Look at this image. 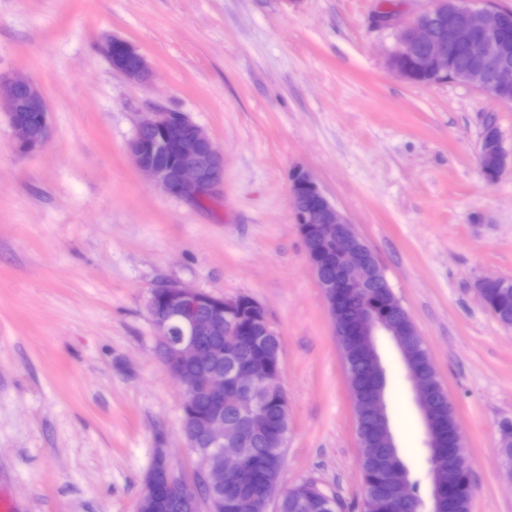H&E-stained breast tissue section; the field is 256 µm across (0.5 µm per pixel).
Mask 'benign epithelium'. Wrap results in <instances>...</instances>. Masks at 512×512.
Instances as JSON below:
<instances>
[{"label": "benign epithelium", "instance_id": "obj_1", "mask_svg": "<svg viewBox=\"0 0 512 512\" xmlns=\"http://www.w3.org/2000/svg\"><path fill=\"white\" fill-rule=\"evenodd\" d=\"M472 0H434L433 6L420 13L409 23L397 28L396 48L388 59L389 69L399 78L410 80L409 70L400 65L407 60L410 66L424 69L434 81L452 80L475 86L507 104L512 101V39L502 25L499 9H475ZM464 46L470 53V65L455 70L448 64L449 55ZM102 55L112 69L128 81L144 84L149 81L151 70L146 58L127 40L111 37L100 46ZM5 103L16 151L29 155L40 151L49 130V108L40 88L23 77L0 79V103ZM41 113L37 127L28 124L21 113ZM127 152L134 166L146 174L165 194L186 200L200 201L213 197L224 181V153L199 124L182 112H169L154 108L140 114ZM482 171L502 173L507 166L502 145L481 147ZM290 195L299 199L314 197L318 208L293 209V221L298 227L314 225L311 241L314 248H306L311 269L322 288L335 335L356 340L357 344L371 351L374 363H379L377 337L380 329H393L371 311L364 310L357 320L348 325L337 316V304L343 295L356 296L373 282L382 286L387 306L401 307L374 251L360 238L354 225L330 202L314 178L306 171L296 170L290 175ZM330 257L336 259V280L320 276L323 264ZM150 297L148 308L159 348L165 353L169 371L184 389L183 403H188L198 392H205L213 404V414L206 422L209 444L215 448L210 457L200 456L197 478L213 490L224 489V478L243 464L242 450L224 436V390L233 387L251 395L257 390L272 396L281 388V371L272 370L273 361L280 357V346L271 345L262 337L273 338L277 332L268 323L265 313H255L253 323L258 326L255 341L262 349L263 366L242 368L230 376L222 371L184 377L174 372V367L186 359L204 361L213 356L197 345L204 336H237L230 323L238 319L242 296H215L179 284L168 285L161 291L160 305ZM178 318L180 336L173 340L170 320ZM396 347L407 367V377L426 434V446L434 465L445 455L452 456L459 464H468L463 452V436L454 427L443 430L433 403L427 398L419 381L420 373H435L426 349L418 341L395 339ZM374 420L378 440L365 442L363 459L377 457L383 448L392 447V438L385 415L383 400L373 397L355 409L357 427H362L365 417ZM195 484L180 480L170 472L164 455L156 457L149 470L140 501L156 502L171 498L178 491L194 489ZM434 509L446 512L451 506V495L442 486L433 485L431 492Z\"/></svg>", "mask_w": 512, "mask_h": 512}]
</instances>
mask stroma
I'll return each mask as SVG.
<instances>
[{
    "label": "stroma",
    "mask_w": 512,
    "mask_h": 512,
    "mask_svg": "<svg viewBox=\"0 0 512 512\" xmlns=\"http://www.w3.org/2000/svg\"><path fill=\"white\" fill-rule=\"evenodd\" d=\"M430 0H0V75L50 110L44 148L13 149L0 112V491L14 512H138L166 453L193 479L183 392L147 303L176 283L259 303L282 345L290 431L282 488L311 483L362 512L360 447L333 324L292 220L289 175L308 171L375 252L428 347L464 436L471 512H512L499 455L512 424V329L482 305L512 280V159L487 181L494 122L512 156V104L387 62L397 25ZM134 44L137 85L98 49ZM186 113L224 152L197 203L157 190L125 146L141 112ZM379 352L391 425L412 472L425 434L401 357Z\"/></svg>",
    "instance_id": "1"
}]
</instances>
